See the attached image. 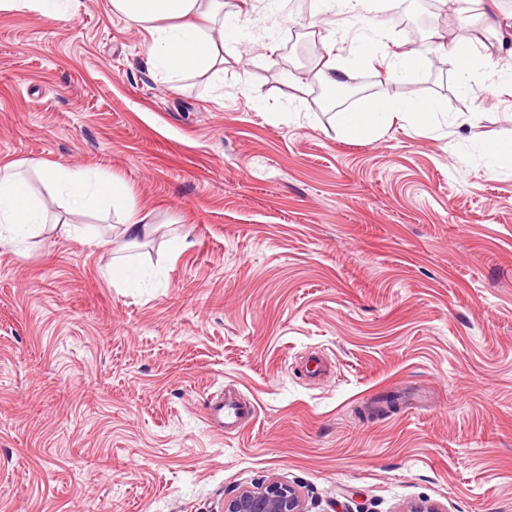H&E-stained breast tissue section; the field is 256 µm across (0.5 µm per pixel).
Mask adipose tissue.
I'll list each match as a JSON object with an SVG mask.
<instances>
[{
	"label": "adipose tissue",
	"instance_id": "ef3b65f1",
	"mask_svg": "<svg viewBox=\"0 0 512 512\" xmlns=\"http://www.w3.org/2000/svg\"><path fill=\"white\" fill-rule=\"evenodd\" d=\"M110 4L127 25L149 33V61L168 80L223 79L224 51L211 30L224 22V0H110ZM404 101L398 93L367 100L357 111L340 113L341 130L354 139H370L396 117L419 127L440 124L443 111L437 101H426L415 109L406 108ZM20 168V162L0 160V247H17L27 233L43 228L48 220ZM33 168L71 210L109 203L123 211L124 220L113 225L111 237L99 241L111 253L154 233V226L130 205V193L122 182L94 180L54 162L40 161Z\"/></svg>",
	"mask_w": 512,
	"mask_h": 512
}]
</instances>
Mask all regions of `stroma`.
<instances>
[{
    "mask_svg": "<svg viewBox=\"0 0 512 512\" xmlns=\"http://www.w3.org/2000/svg\"><path fill=\"white\" fill-rule=\"evenodd\" d=\"M452 0L327 17L312 0H224V83L169 82L109 0L76 15L0 12V160L51 214L0 249V512H224L272 478L310 512H512V84H458L443 43L482 31ZM374 58L327 103L324 37ZM429 48L418 74L384 56ZM398 91L445 126L396 119L350 139L337 112ZM45 160L125 183L157 227L117 288L96 238L122 220L51 198ZM251 402L228 435L206 407Z\"/></svg>",
    "mask_w": 512,
    "mask_h": 512,
    "instance_id": "stroma-1",
    "label": "stroma"
}]
</instances>
